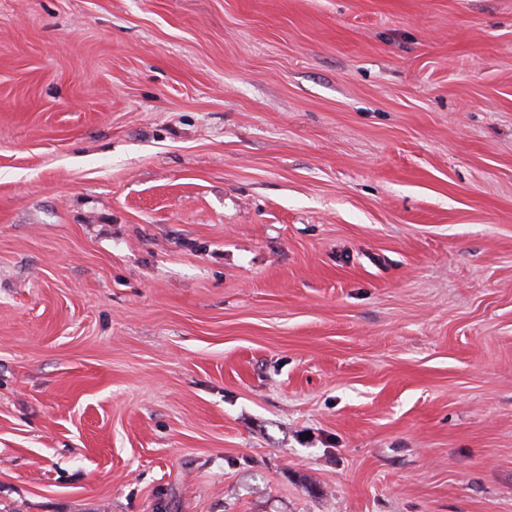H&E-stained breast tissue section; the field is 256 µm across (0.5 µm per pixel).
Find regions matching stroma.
Returning a JSON list of instances; mask_svg holds the SVG:
<instances>
[{
	"label": "stroma",
	"instance_id": "1",
	"mask_svg": "<svg viewBox=\"0 0 512 512\" xmlns=\"http://www.w3.org/2000/svg\"><path fill=\"white\" fill-rule=\"evenodd\" d=\"M0 512H512V0H0Z\"/></svg>",
	"mask_w": 512,
	"mask_h": 512
}]
</instances>
